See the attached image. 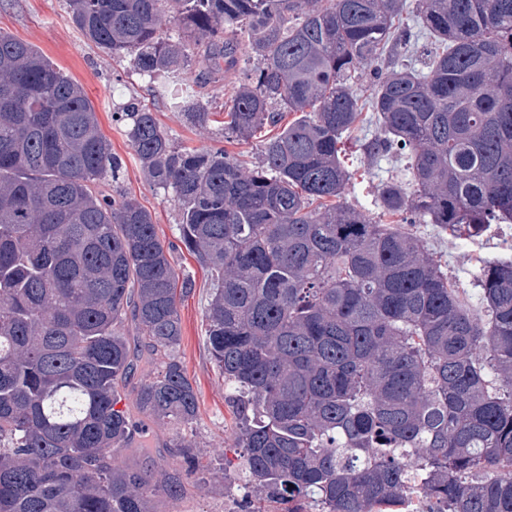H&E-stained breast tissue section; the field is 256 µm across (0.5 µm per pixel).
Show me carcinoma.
Masks as SVG:
<instances>
[{
    "mask_svg": "<svg viewBox=\"0 0 512 512\" xmlns=\"http://www.w3.org/2000/svg\"><path fill=\"white\" fill-rule=\"evenodd\" d=\"M66 4L87 41L133 57L200 127L212 112L183 91L190 52L216 77L239 62L224 29L244 31L251 66L224 101L226 142L297 114L247 168L224 148L177 147L134 97L120 107L211 276L207 343L260 494L244 512H512V260L480 268L472 310L413 233L348 204L341 148L371 112L364 154L409 163L408 183L378 185L382 212L470 236L511 224L512 0ZM122 171L83 88L0 34V512H160L156 494L176 499L199 473L185 440L198 399L177 355L191 284L150 211L103 192ZM142 361L156 372L136 409L172 426L187 464L159 486L115 461L151 453L117 408Z\"/></svg>",
    "mask_w": 512,
    "mask_h": 512,
    "instance_id": "carcinoma-1",
    "label": "carcinoma"
}]
</instances>
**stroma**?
I'll list each match as a JSON object with an SVG mask.
<instances>
[{"mask_svg": "<svg viewBox=\"0 0 512 512\" xmlns=\"http://www.w3.org/2000/svg\"><path fill=\"white\" fill-rule=\"evenodd\" d=\"M0 33L28 43L83 87L102 132L124 162L117 191L135 197L151 212L159 236L171 246L181 277L192 282L191 290L178 303L182 330L178 355L200 405L198 420L187 440L209 470L188 485L182 498L163 499L162 512H235L248 478L240 459L241 451L234 446L235 424L228 402L229 390L208 351L205 312L209 278L179 241L177 201L147 182L124 125L115 120L114 114L129 98H139L155 112L176 145L187 148L222 145L249 166L259 160V142L255 139L225 141L223 126L217 122L203 128L189 124L182 113L169 106L166 97L138 74L131 58H113L80 35L71 22L66 0H0ZM360 145L355 135L344 141V161L351 174L346 199L383 224L387 218L374 204L376 186L392 178L407 179L408 163L394 155L368 159ZM412 231L463 291L470 308L480 309L476 278L480 263L512 256V224L492 225L489 231L475 238L459 236L433 224H417ZM172 437L170 427L151 425L149 439L154 451L144 465L155 474L186 467L183 458L171 452Z\"/></svg>", "mask_w": 512, "mask_h": 512, "instance_id": "obj_1", "label": "stroma"}]
</instances>
